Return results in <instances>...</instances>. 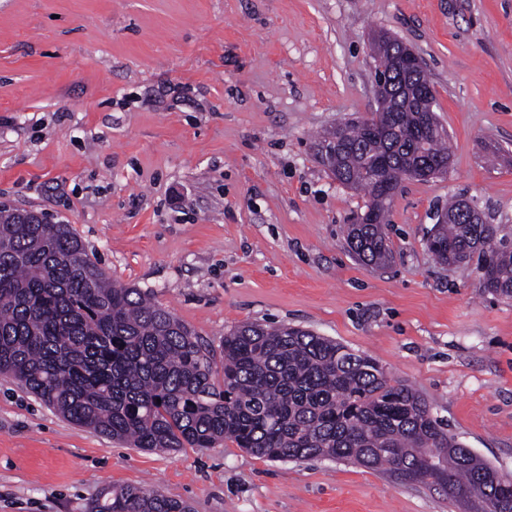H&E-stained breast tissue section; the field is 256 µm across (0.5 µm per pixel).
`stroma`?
I'll return each instance as SVG.
<instances>
[{"label": "stroma", "instance_id": "obj_1", "mask_svg": "<svg viewBox=\"0 0 512 512\" xmlns=\"http://www.w3.org/2000/svg\"><path fill=\"white\" fill-rule=\"evenodd\" d=\"M380 31L425 64L453 156L402 181L393 263L370 270L344 234L366 198L316 143L375 109ZM459 194L512 233V0H0V204L72 225L212 348L253 322L371 355L512 477V299L426 247ZM126 486L192 512H451L348 462L134 448L0 374V512H86Z\"/></svg>", "mask_w": 512, "mask_h": 512}]
</instances>
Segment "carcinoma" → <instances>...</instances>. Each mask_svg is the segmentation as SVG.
Instances as JSON below:
<instances>
[{
  "label": "carcinoma",
  "instance_id": "1",
  "mask_svg": "<svg viewBox=\"0 0 512 512\" xmlns=\"http://www.w3.org/2000/svg\"><path fill=\"white\" fill-rule=\"evenodd\" d=\"M403 42L373 37L370 57L391 71L395 93L379 113L386 132L367 138L353 120L323 162L368 198L365 224L346 243L367 269L391 259L388 177L425 161H448V132L435 114L424 70L396 62ZM462 198L437 214L428 249L442 264L475 263L479 287L512 298V241L498 224H471ZM223 382L214 351L139 288L112 280L69 224H44L0 206V373L67 421L146 450L211 448L229 440L270 460L354 461L397 481L438 487L458 512H512V478L465 447L425 398L376 359L311 331L244 324L224 335ZM87 512H191L155 489L116 488Z\"/></svg>",
  "mask_w": 512,
  "mask_h": 512
}]
</instances>
